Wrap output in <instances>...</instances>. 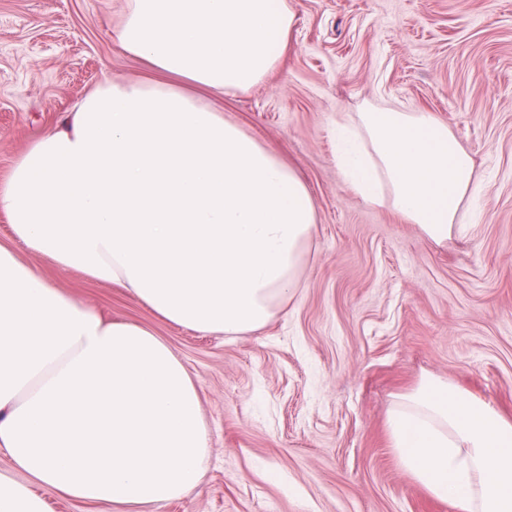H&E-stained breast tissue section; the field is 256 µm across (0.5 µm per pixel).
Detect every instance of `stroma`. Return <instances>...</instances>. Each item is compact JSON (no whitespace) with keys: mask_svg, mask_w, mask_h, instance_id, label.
Instances as JSON below:
<instances>
[{"mask_svg":"<svg viewBox=\"0 0 512 512\" xmlns=\"http://www.w3.org/2000/svg\"><path fill=\"white\" fill-rule=\"evenodd\" d=\"M281 65L217 98L305 180L317 222L299 284L263 328L204 335L130 293L20 259L165 340L200 395L203 483L152 512H454L395 461L396 395L450 382L512 419V0H286ZM126 0H0V175L98 83L137 78ZM426 111L473 157L474 217L447 243L370 204L336 167V119Z\"/></svg>","mask_w":512,"mask_h":512,"instance_id":"stroma-1","label":"stroma"}]
</instances>
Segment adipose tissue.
Returning a JSON list of instances; mask_svg holds the SVG:
<instances>
[{"label": "adipose tissue", "mask_w": 512, "mask_h": 512, "mask_svg": "<svg viewBox=\"0 0 512 512\" xmlns=\"http://www.w3.org/2000/svg\"><path fill=\"white\" fill-rule=\"evenodd\" d=\"M115 32L144 77L98 84L0 179L17 243L57 272L131 293L162 320L239 335L297 286L317 222L281 157L209 94L245 92L280 64L286 0H127ZM336 163L365 201L446 242L480 180L427 112L336 119ZM400 467L458 512H512V422L445 382L400 396ZM0 512H48L41 485L110 512L198 487L209 455L197 387L139 322L106 317L0 245Z\"/></svg>", "instance_id": "ef3b65f1"}]
</instances>
